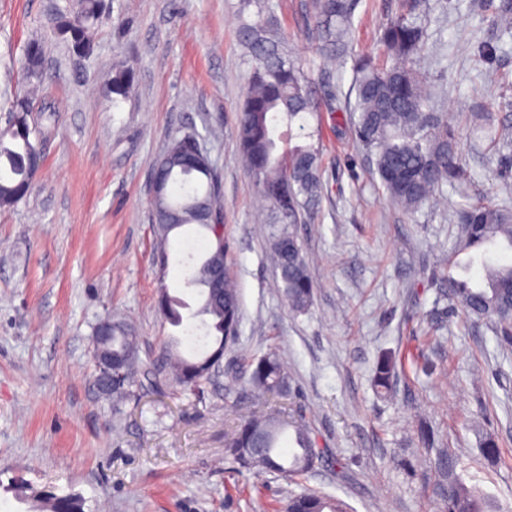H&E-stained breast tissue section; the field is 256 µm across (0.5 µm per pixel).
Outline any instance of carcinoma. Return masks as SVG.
Instances as JSON below:
<instances>
[{"mask_svg": "<svg viewBox=\"0 0 512 512\" xmlns=\"http://www.w3.org/2000/svg\"><path fill=\"white\" fill-rule=\"evenodd\" d=\"M425 3L410 0L408 12L384 27L380 35L384 59L365 57L355 61V102L349 108L350 127L360 144L374 155L382 187L392 201L409 210L442 193L443 185L468 176L454 129L448 124V113L433 111L421 69L424 31L416 10ZM312 9L319 31V56L332 64H346L351 0H312ZM240 13V39L250 65L245 100L237 118L240 155L260 195L275 208L277 227L270 233L271 261L289 308L302 314L312 305L314 284L295 225L307 219L321 196L323 183L316 150L310 145L280 147L288 139L281 126L304 121L305 115L320 111L326 100L315 97L309 72L290 54L271 0H240ZM102 19L101 0H80L77 11L56 17L54 31L73 52L89 56L95 50L93 32ZM495 21L502 30L512 32V0H501ZM43 61V44L28 42L21 58L28 84L11 100L8 119L0 128V159L6 164V169L0 171V208L18 203L31 187L33 174L27 169V161L38 152L37 132L46 129L32 108ZM107 84L116 107L131 93L132 67L115 66ZM191 155L192 147L177 137L156 158L153 171L162 190L151 207L157 259L162 266L166 264V245L172 232L195 226L197 231L212 235L201 262L185 280L186 287L200 289L203 300L193 316L206 328L211 346L205 351L194 349L186 356L174 344L166 350L172 383L200 393L213 364L238 338L241 303L224 235L217 228L224 218L218 177L206 159L199 160L200 168L189 169ZM456 217L460 232L448 252V268L458 265L460 255L482 252L489 244L512 249V210L464 205L456 211ZM482 268L486 281L482 288L445 272L433 275V279L441 295L465 316L490 320L496 336L512 345V265L485 259ZM157 303L166 322L174 327L182 325L180 309L185 307L184 302L162 287ZM107 319L112 324V354L130 352L120 386L109 392L117 406L135 382L139 337L121 319L110 315ZM397 366L398 359L392 353L378 359L375 385L380 394L388 396L392 392ZM247 385L267 396L289 390L287 372L275 352L251 364ZM288 432L294 448L284 454L280 441ZM260 437L261 452L243 463L248 469L293 477L310 472L320 457L316 436L303 418L286 417L279 411L243 420L225 452L236 459L239 449L253 447ZM437 465L448 475L444 512H485L483 489L456 475L455 457L441 456ZM0 489L12 493L28 512H84V500L77 494L58 495L45 490L35 498L25 497L27 487L21 477L10 478L6 485L1 483ZM287 512H351V508L340 499L308 493L290 498Z\"/></svg>", "mask_w": 512, "mask_h": 512, "instance_id": "obj_1", "label": "carcinoma"}]
</instances>
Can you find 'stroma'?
<instances>
[{"label":"stroma","mask_w":512,"mask_h":512,"mask_svg":"<svg viewBox=\"0 0 512 512\" xmlns=\"http://www.w3.org/2000/svg\"><path fill=\"white\" fill-rule=\"evenodd\" d=\"M276 2L293 57L320 97L335 98L288 134L289 145L318 151L323 171L315 219L296 227L315 283L300 315L269 261L272 207L239 161L248 67L238 0H104L88 57L50 25L78 0H0V125L34 39L45 45L40 103L54 115L29 195L0 208V481L20 475L38 491L79 493L85 512H284L305 491L355 512H441L427 433L512 512V346L488 321L452 312L433 280L459 233L458 203L512 207V142L494 150L469 130L479 109L512 135L503 87L512 34L494 23L500 0H427L428 87L436 111L453 119L470 176L444 186L442 207L413 212L388 198L346 121L353 72L325 70L310 0ZM401 9L402 0H355L350 58L380 56V33ZM119 61L135 79L115 105L106 78ZM184 135L218 174L243 311L223 372L200 396L151 373L172 332L159 287L193 307L199 299L183 279L201 237L171 236L159 267L150 205L153 162ZM109 313L139 336L148 371L117 407L99 395L91 359L92 328ZM271 349L291 379L275 399L244 386L251 361ZM386 351L401 353L404 369L384 399L373 376ZM272 409L303 415L317 437L323 458L304 476L249 470L225 455L243 419ZM488 433L501 463L481 455Z\"/></svg>","instance_id":"1"}]
</instances>
